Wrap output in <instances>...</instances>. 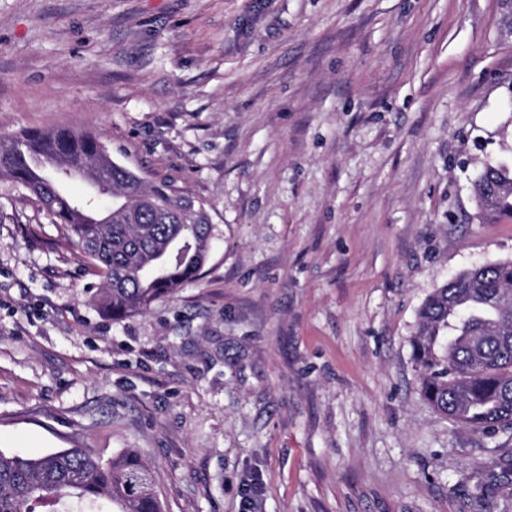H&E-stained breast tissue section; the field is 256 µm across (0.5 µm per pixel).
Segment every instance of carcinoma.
Returning a JSON list of instances; mask_svg holds the SVG:
<instances>
[{
    "label": "carcinoma",
    "instance_id": "carcinoma-1",
    "mask_svg": "<svg viewBox=\"0 0 512 512\" xmlns=\"http://www.w3.org/2000/svg\"><path fill=\"white\" fill-rule=\"evenodd\" d=\"M26 190L103 274L92 295L122 319L196 279L210 252L206 206L172 185H148L96 138L66 129L0 139V178ZM87 185L73 198L65 184ZM485 212L512 217V174L487 165L472 186ZM412 354L423 398L476 429L512 426V260L464 270L436 288L419 312ZM162 512L152 467L133 449L101 463L83 448L41 457L0 453V512Z\"/></svg>",
    "mask_w": 512,
    "mask_h": 512
}]
</instances>
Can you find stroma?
Masks as SVG:
<instances>
[{
	"instance_id": "stroma-1",
	"label": "stroma",
	"mask_w": 512,
	"mask_h": 512,
	"mask_svg": "<svg viewBox=\"0 0 512 512\" xmlns=\"http://www.w3.org/2000/svg\"><path fill=\"white\" fill-rule=\"evenodd\" d=\"M95 135L210 210L197 280L120 320L0 180V452L127 448L163 512H512V429L412 355L456 272L512 260V0H0V135ZM472 193L481 210L512 217V173L504 166L486 165L473 182Z\"/></svg>"
}]
</instances>
